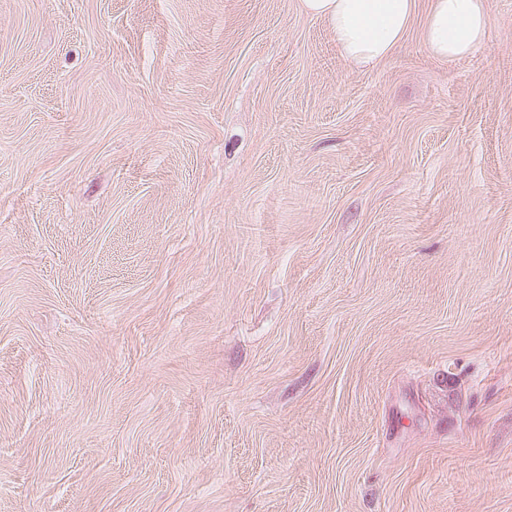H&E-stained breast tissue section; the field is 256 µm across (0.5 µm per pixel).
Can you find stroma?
I'll use <instances>...</instances> for the list:
<instances>
[{
  "label": "stroma",
  "instance_id": "35a3bbf8",
  "mask_svg": "<svg viewBox=\"0 0 512 512\" xmlns=\"http://www.w3.org/2000/svg\"><path fill=\"white\" fill-rule=\"evenodd\" d=\"M353 68L299 0H0V512H512V0ZM423 41L437 58L470 56L488 37L485 0H431Z\"/></svg>",
  "mask_w": 512,
  "mask_h": 512
}]
</instances>
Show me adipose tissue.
Masks as SVG:
<instances>
[{"mask_svg": "<svg viewBox=\"0 0 512 512\" xmlns=\"http://www.w3.org/2000/svg\"><path fill=\"white\" fill-rule=\"evenodd\" d=\"M302 10L329 26L341 55L372 69L400 48L416 0H300ZM488 37L485 0H432L423 41L437 58L470 56Z\"/></svg>", "mask_w": 512, "mask_h": 512, "instance_id": "1", "label": "adipose tissue"}]
</instances>
